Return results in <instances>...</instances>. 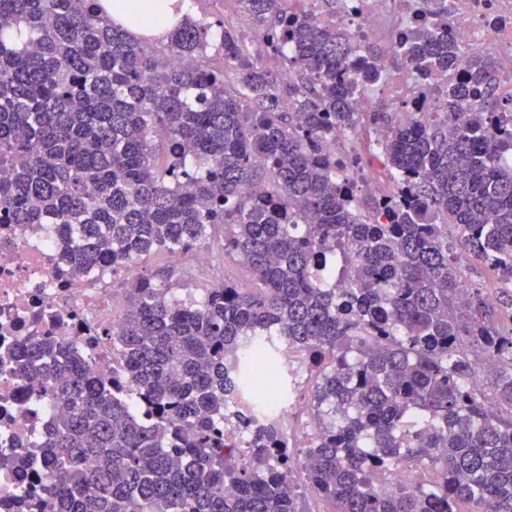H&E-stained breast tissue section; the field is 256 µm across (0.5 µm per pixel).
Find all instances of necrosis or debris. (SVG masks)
Instances as JSON below:
<instances>
[{
    "label": "necrosis or debris",
    "instance_id": "necrosis-or-debris-1",
    "mask_svg": "<svg viewBox=\"0 0 512 512\" xmlns=\"http://www.w3.org/2000/svg\"><path fill=\"white\" fill-rule=\"evenodd\" d=\"M448 6V36L462 47L448 78L469 76L470 58L478 54L498 71L495 94L502 111L512 115V0H292L298 10L335 17L362 45L393 46L403 31L430 26L440 4ZM410 64L391 74L387 86L370 87L358 97L363 112L380 103L420 98ZM65 243L51 224H0V352L36 344L51 336L76 345L103 380L118 369L112 328L118 323L119 290L115 279H139L133 262L72 274L61 255ZM35 381L0 368V512H41L40 484L33 482L44 451L39 441L58 414L51 401L33 402Z\"/></svg>",
    "mask_w": 512,
    "mask_h": 512
}]
</instances>
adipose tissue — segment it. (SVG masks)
Segmentation results:
<instances>
[{
	"mask_svg": "<svg viewBox=\"0 0 512 512\" xmlns=\"http://www.w3.org/2000/svg\"><path fill=\"white\" fill-rule=\"evenodd\" d=\"M106 11L114 19L125 22L135 33H145L156 38L168 35L174 12L189 14L191 0H102Z\"/></svg>",
	"mask_w": 512,
	"mask_h": 512,
	"instance_id": "adipose-tissue-1",
	"label": "adipose tissue"
}]
</instances>
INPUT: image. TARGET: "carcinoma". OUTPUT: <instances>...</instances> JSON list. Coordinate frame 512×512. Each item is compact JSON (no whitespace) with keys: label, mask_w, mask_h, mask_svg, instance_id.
<instances>
[{"label":"carcinoma","mask_w":512,"mask_h":512,"mask_svg":"<svg viewBox=\"0 0 512 512\" xmlns=\"http://www.w3.org/2000/svg\"><path fill=\"white\" fill-rule=\"evenodd\" d=\"M237 2L274 65L220 19L185 16L158 50L96 0H0V223L58 225L79 240L62 253L74 271L142 263L220 225L224 256L258 282L197 301L141 277L110 385L51 339L0 355L60 409L38 471L45 512H301L298 463L334 512H512V132L491 95L463 112L465 84H438L457 57L448 9L397 43L435 96L401 123L356 110L358 89L389 76L345 27L288 0ZM493 70L475 56L469 81L487 87ZM341 136L364 140L348 172L326 150ZM377 164L383 197L355 178ZM459 250L497 274L496 303L473 281L460 299ZM285 346L315 375L299 449L230 404L240 373L276 368ZM402 466L438 480L376 488Z\"/></svg>","instance_id":"obj_1"}]
</instances>
